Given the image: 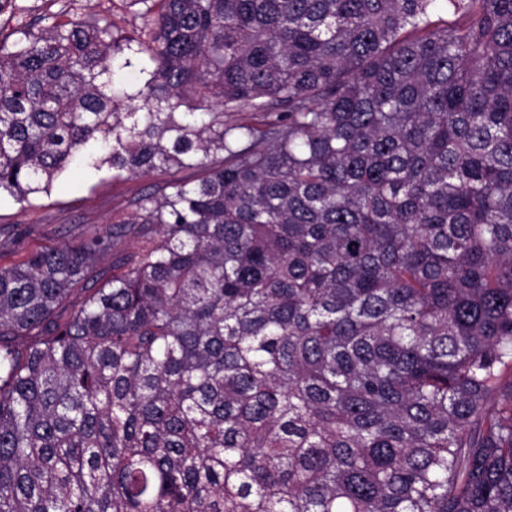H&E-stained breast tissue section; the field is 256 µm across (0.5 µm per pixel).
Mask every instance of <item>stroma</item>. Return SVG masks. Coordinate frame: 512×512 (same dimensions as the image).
<instances>
[{
	"label": "stroma",
	"mask_w": 512,
	"mask_h": 512,
	"mask_svg": "<svg viewBox=\"0 0 512 512\" xmlns=\"http://www.w3.org/2000/svg\"><path fill=\"white\" fill-rule=\"evenodd\" d=\"M19 5L26 18L45 26L65 10L106 20L122 32L132 31L136 24L122 0H19ZM170 179L162 172L131 179L75 164L53 182L49 194L39 195L32 204L0 199V265L101 233L113 217L134 213L140 195L161 193Z\"/></svg>",
	"instance_id": "35a3bbf8"
}]
</instances>
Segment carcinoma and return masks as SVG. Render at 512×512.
<instances>
[{"instance_id": "carcinoma-1", "label": "carcinoma", "mask_w": 512, "mask_h": 512, "mask_svg": "<svg viewBox=\"0 0 512 512\" xmlns=\"http://www.w3.org/2000/svg\"><path fill=\"white\" fill-rule=\"evenodd\" d=\"M122 2L0 40V196L200 177L0 265V512H512V0ZM151 232L152 230L149 224H136L134 227V233L132 232L127 237L119 241L115 248L98 263L97 276L99 284L111 279L112 265H117L120 258L135 251L137 246H139L143 240L141 236L147 233L151 234Z\"/></svg>"}]
</instances>
